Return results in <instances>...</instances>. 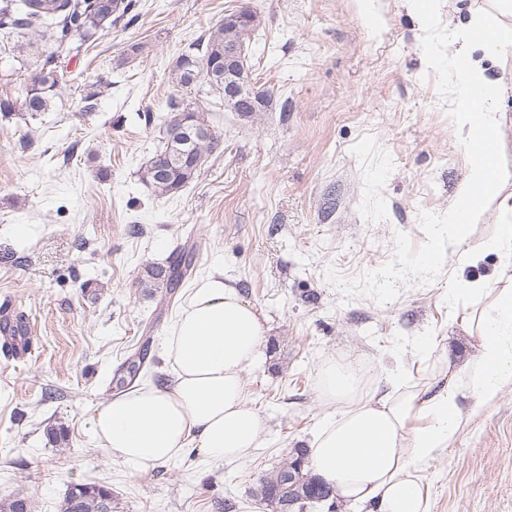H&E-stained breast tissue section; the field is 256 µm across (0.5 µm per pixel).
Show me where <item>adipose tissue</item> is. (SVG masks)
I'll list each match as a JSON object with an SVG mask.
<instances>
[{
	"label": "adipose tissue",
	"instance_id": "ef3b65f1",
	"mask_svg": "<svg viewBox=\"0 0 512 512\" xmlns=\"http://www.w3.org/2000/svg\"><path fill=\"white\" fill-rule=\"evenodd\" d=\"M512 57V0L471 14L448 36V72L460 98L455 125L469 161L466 179L448 211V244L461 248L467 225L486 204L503 215L490 247L512 259V165L504 159L500 103L508 88L490 78L487 65ZM482 204H474V197ZM462 293L493 296L478 320L476 358L454 362L477 400L512 382V289L491 292L481 281ZM266 327L259 311L222 273L202 279L182 306L164 341L173 378L143 385L101 405L93 431L102 448L138 472L195 449L208 460L246 456L264 429L245 404L242 376L262 356ZM459 388L371 398L323 422L309 452L312 470L332 483L341 499L368 512H429L418 464L446 447L460 423Z\"/></svg>",
	"mask_w": 512,
	"mask_h": 512
}]
</instances>
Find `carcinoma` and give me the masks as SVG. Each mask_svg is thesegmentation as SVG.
Here are the masks:
<instances>
[{"label":"carcinoma","mask_w":512,"mask_h":512,"mask_svg":"<svg viewBox=\"0 0 512 512\" xmlns=\"http://www.w3.org/2000/svg\"><path fill=\"white\" fill-rule=\"evenodd\" d=\"M136 0H0V32L8 35L14 30L28 29L48 21L57 31L55 40L59 46L73 41L83 45L95 40L106 26L133 16ZM258 26L255 15L249 20L221 21L207 34L177 58L173 72L177 84L196 95L224 96V47L242 49V86L256 100L255 111L261 112L271 102V94L255 87L249 66L250 42ZM56 56L50 53L37 63L31 84L22 91L17 102L0 99V114L9 116L20 110L30 117L48 111L51 96L62 82ZM169 116L163 123V144L141 168V179L155 195H174L200 175L205 162L221 143V135L211 131L209 135L190 141L170 134L174 126L184 121L194 124L201 119L199 106L182 96H173L167 102ZM171 158V164L159 171L158 158ZM196 244L186 242L173 257L169 270L151 267L147 274L165 284L168 295H173L180 283L195 268ZM145 356L141 352L131 354L124 364V372L116 379V386L124 388L137 379L144 367ZM307 449L296 448L282 464L262 475L254 489L255 496L263 501L269 512H293L303 509L315 498L333 500V486L314 475L307 465ZM0 512H34L30 498L14 495L0 499ZM59 512H116L112 492L95 483H78L65 494Z\"/></svg>","instance_id":"obj_1"}]
</instances>
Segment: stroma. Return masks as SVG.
<instances>
[{"label":"stroma","mask_w":512,"mask_h":512,"mask_svg":"<svg viewBox=\"0 0 512 512\" xmlns=\"http://www.w3.org/2000/svg\"><path fill=\"white\" fill-rule=\"evenodd\" d=\"M259 20L250 65L265 111L244 118L210 96L221 136L200 176L172 196L140 179L170 97L177 57L225 13ZM475 0H138L79 51L15 31L0 37V97L18 98L42 51L67 81L38 119L0 116V312L24 314L29 351L0 352V498L58 512L77 483L108 488L118 512H267L258 478L311 447L326 402L320 371L357 365L365 395L449 381L448 361L476 352L460 324L492 299L457 282L512 289L488 250L501 222L489 204L464 253L421 261L448 217L467 163L456 134V88L439 59ZM195 269L174 296L146 275L186 241ZM265 318L263 358L243 376L266 427L235 461L194 450L145 472L111 458L92 433L117 371L148 344L139 383L168 381L164 341L189 289L213 271ZM169 305H162L163 297ZM447 447L419 463L430 512H512V384L461 402ZM52 428L67 438L55 444Z\"/></svg>","instance_id":"35a3bbf8"}]
</instances>
